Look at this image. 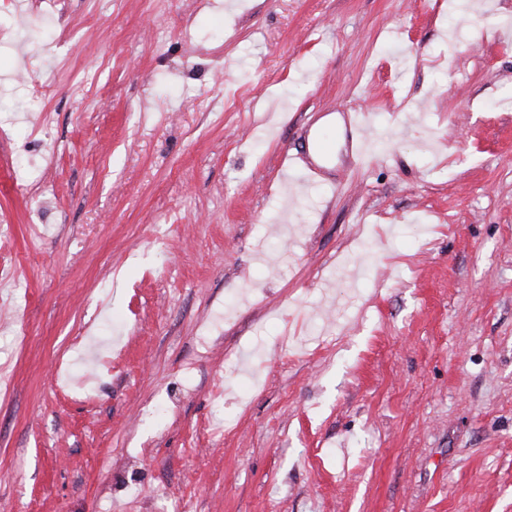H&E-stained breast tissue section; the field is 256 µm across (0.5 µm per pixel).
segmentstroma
Returning <instances> with one entry per match:
<instances>
[{"instance_id":"stroma-1","label":"stroma","mask_w":512,"mask_h":512,"mask_svg":"<svg viewBox=\"0 0 512 512\" xmlns=\"http://www.w3.org/2000/svg\"><path fill=\"white\" fill-rule=\"evenodd\" d=\"M1 225L0 512H512V0H0ZM345 125L350 134L351 151L355 162L364 160L368 153L369 123L365 115L356 112L346 113ZM333 143H335L334 131L319 130L313 139V150L316 160L311 159L307 154L305 158H300L297 154L285 150L282 155V167L284 170L296 172L301 177L304 184H313V180L319 174L318 160L328 157L334 152ZM304 163L300 165L298 160Z\"/></svg>"}]
</instances>
